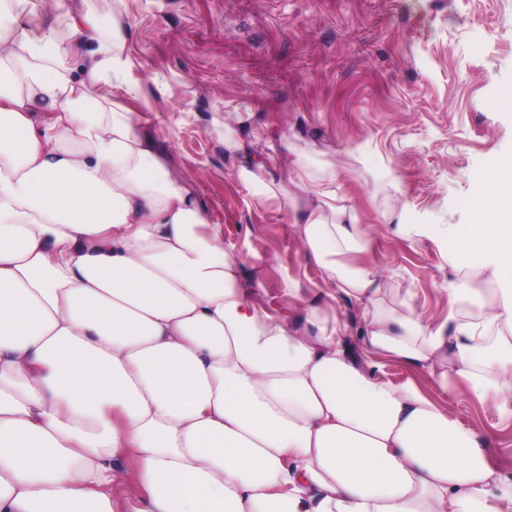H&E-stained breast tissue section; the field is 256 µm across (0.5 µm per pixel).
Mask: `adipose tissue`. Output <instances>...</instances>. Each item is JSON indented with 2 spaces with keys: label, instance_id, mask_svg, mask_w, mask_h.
<instances>
[{
  "label": "adipose tissue",
  "instance_id": "ef3b65f1",
  "mask_svg": "<svg viewBox=\"0 0 512 512\" xmlns=\"http://www.w3.org/2000/svg\"><path fill=\"white\" fill-rule=\"evenodd\" d=\"M0 0V512H512V479L448 402L386 359L461 379L512 417V154L482 171L451 253L499 287L471 316L380 309L371 240L336 172L288 168L316 288L365 323L276 317L176 176L128 83L126 22H33ZM124 103L111 107L114 90ZM381 374L395 384L412 381L432 398L438 401L443 400L442 392L432 384L427 372L423 370L409 368L398 361H389L385 363Z\"/></svg>",
  "mask_w": 512,
  "mask_h": 512
}]
</instances>
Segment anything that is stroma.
I'll return each mask as SVG.
<instances>
[{"instance_id": "35a3bbf8", "label": "stroma", "mask_w": 512, "mask_h": 512, "mask_svg": "<svg viewBox=\"0 0 512 512\" xmlns=\"http://www.w3.org/2000/svg\"><path fill=\"white\" fill-rule=\"evenodd\" d=\"M129 22L128 81L173 171L193 182L210 223L259 280L267 309L295 314L288 285L315 283L285 219L282 193L257 198L237 176L216 121L252 152L311 173L332 166L336 189L376 242L385 303L412 288L424 316H447L449 283L481 280L456 264L429 226L470 224L475 174L512 153V0H71ZM382 374L449 398L512 477V425L463 383L440 392L427 372L390 361Z\"/></svg>"}]
</instances>
